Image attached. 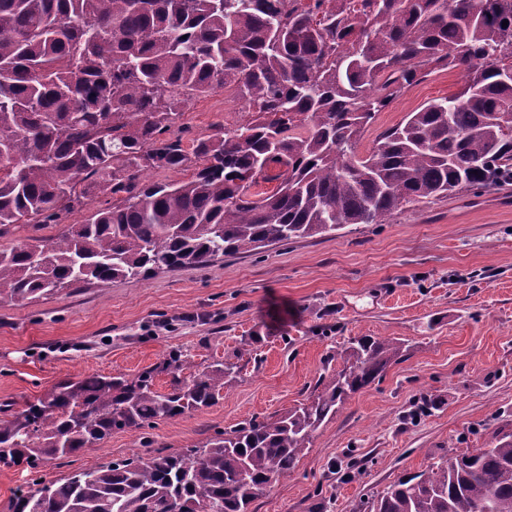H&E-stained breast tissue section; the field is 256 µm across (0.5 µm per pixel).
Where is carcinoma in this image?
<instances>
[{"label":"carcinoma","instance_id":"carcinoma-1","mask_svg":"<svg viewBox=\"0 0 512 512\" xmlns=\"http://www.w3.org/2000/svg\"><path fill=\"white\" fill-rule=\"evenodd\" d=\"M508 26L502 27L503 20ZM463 69L464 88L360 140L401 90ZM512 0H0V236L56 224L88 194L112 207L57 237L0 251V302L79 283L147 280L267 244L384 224L404 204L512 182ZM228 90L251 118L192 141L169 136L198 95ZM195 168L146 183L149 170ZM278 181L270 192L260 182ZM401 347L362 337L300 404L202 446L32 479L9 512H250L314 434L380 378ZM170 354L126 378L58 383L0 421V467L37 472L114 430L213 405L234 365L161 393ZM370 512H512V434L448 453L391 484Z\"/></svg>","mask_w":512,"mask_h":512}]
</instances>
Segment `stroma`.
<instances>
[{"label": "stroma", "instance_id": "1", "mask_svg": "<svg viewBox=\"0 0 512 512\" xmlns=\"http://www.w3.org/2000/svg\"><path fill=\"white\" fill-rule=\"evenodd\" d=\"M465 82L463 70H442L405 88L367 128L360 153ZM248 117L245 101L219 90L196 97L172 131L188 143ZM111 203L110 193L90 188L65 223L18 225L0 236V251L55 238ZM365 336L395 339L403 360L353 394L251 512H368L391 483L433 458L512 433V185L407 204L386 224H352L142 282L0 303V420L59 382L132 377L172 351L181 366L157 373L163 392L174 377L237 362L210 407L45 460L39 475L54 481L143 453L147 439L181 451L252 417L283 414L331 375L337 351Z\"/></svg>", "mask_w": 512, "mask_h": 512}]
</instances>
